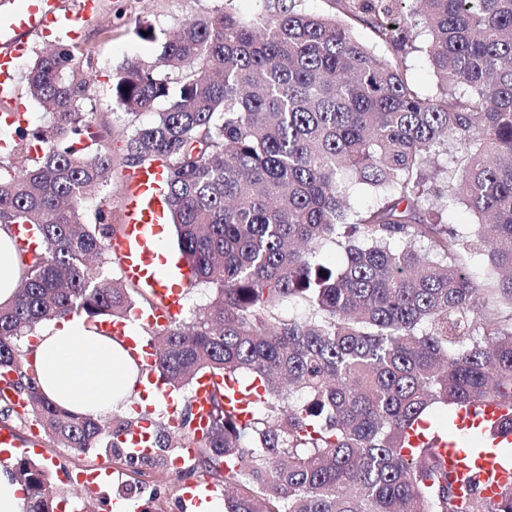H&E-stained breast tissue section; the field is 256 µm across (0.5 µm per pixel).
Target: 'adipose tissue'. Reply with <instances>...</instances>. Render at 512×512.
<instances>
[{
	"label": "adipose tissue",
	"instance_id": "obj_1",
	"mask_svg": "<svg viewBox=\"0 0 512 512\" xmlns=\"http://www.w3.org/2000/svg\"><path fill=\"white\" fill-rule=\"evenodd\" d=\"M44 394L75 413L107 416L141 400L138 368L124 343L84 317L53 321L39 330L28 357Z\"/></svg>",
	"mask_w": 512,
	"mask_h": 512
}]
</instances>
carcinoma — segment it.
<instances>
[{"mask_svg":"<svg viewBox=\"0 0 512 512\" xmlns=\"http://www.w3.org/2000/svg\"><path fill=\"white\" fill-rule=\"evenodd\" d=\"M369 27L378 55L333 17L278 5L244 20L231 9L183 21L158 62L112 77V99L137 115L125 162L167 163L169 219L195 284L210 290L191 319L144 326L163 390L181 425L153 423V452L122 435L134 419L67 412L25 369L23 339L47 322L82 315L99 326L155 299L104 273L121 227L87 197L106 182L85 79L67 75L70 45L36 54L30 96L47 127L15 123L17 160L0 162V223L35 226L40 247L16 251L15 299L0 306V371L28 402L24 417L58 448H102L142 476H191L224 485V512H512V484L492 503L455 485L428 426L440 406L512 408V0H334ZM442 95L421 97L403 65L415 29ZM180 75L171 85L170 73ZM455 152L442 187L436 160ZM380 195L349 203L352 182ZM451 202L476 222H442ZM331 244L340 264L320 260ZM485 255L482 280L469 270ZM326 275H320V272ZM297 300L301 317L283 305ZM260 380L248 423L218 388L209 425L193 428L196 379ZM195 448L174 471L172 456ZM14 474L24 512H54L49 468L27 456Z\"/></svg>","mask_w":512,"mask_h":512,"instance_id":"obj_1","label":"carcinoma"}]
</instances>
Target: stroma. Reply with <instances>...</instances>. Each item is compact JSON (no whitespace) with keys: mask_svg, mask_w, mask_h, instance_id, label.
Segmentation results:
<instances>
[{"mask_svg":"<svg viewBox=\"0 0 512 512\" xmlns=\"http://www.w3.org/2000/svg\"><path fill=\"white\" fill-rule=\"evenodd\" d=\"M228 4L246 18L268 10L267 0H100L99 16L84 27L72 62L75 76L90 83V95L84 107L96 114L105 144L112 153L111 178L86 200L87 216H94L97 209L102 208L109 212L113 223L123 221L128 180L132 174L131 168L123 162L125 139L133 123L149 122L152 115L145 112L134 117L115 104L111 77L127 63L151 65L156 61L157 39L153 42L143 39L141 28L151 26L158 38L184 20L214 14ZM33 458L48 466L70 510L87 500L93 512H110V503L122 497L141 507L142 512H185L186 481L172 478L155 485L143 483L141 477L116 456L93 449L64 454L44 440ZM86 467L104 473L105 482L93 489L77 482V472Z\"/></svg>","mask_w":512,"mask_h":512,"instance_id":"1","label":"stroma"}]
</instances>
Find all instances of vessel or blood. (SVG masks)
Returning <instances> with one entry per match:
<instances>
[{
	"instance_id": "obj_1",
	"label": "vessel or blood",
	"mask_w": 512,
	"mask_h": 512,
	"mask_svg": "<svg viewBox=\"0 0 512 512\" xmlns=\"http://www.w3.org/2000/svg\"><path fill=\"white\" fill-rule=\"evenodd\" d=\"M98 14V0H81L74 12L66 11L62 0H11L0 11V83L8 84L16 77V61L26 49L29 34L52 36L59 41L72 38ZM167 170V165L158 161L133 173L123 231L108 243L124 276L154 294L157 303L143 317L144 322L154 326L168 325L180 314L183 288L192 278L189 267L169 264L160 248L167 224ZM108 329L113 336L126 338L135 357L148 363L153 361L154 349L127 337L125 323L109 324ZM221 384V378L208 374L198 379L193 402L197 429L206 428L212 394ZM439 451L457 475H465L472 467L478 469L488 498H496L500 486L512 483V464L501 462L496 455L481 453L472 459L451 443L440 444Z\"/></svg>"
}]
</instances>
